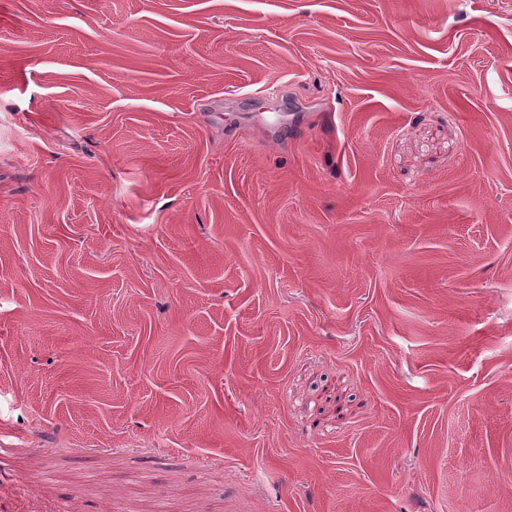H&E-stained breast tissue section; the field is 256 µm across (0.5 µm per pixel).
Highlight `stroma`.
<instances>
[{
    "instance_id": "1",
    "label": "stroma",
    "mask_w": 512,
    "mask_h": 512,
    "mask_svg": "<svg viewBox=\"0 0 512 512\" xmlns=\"http://www.w3.org/2000/svg\"><path fill=\"white\" fill-rule=\"evenodd\" d=\"M507 474L512 0H0V512Z\"/></svg>"
}]
</instances>
